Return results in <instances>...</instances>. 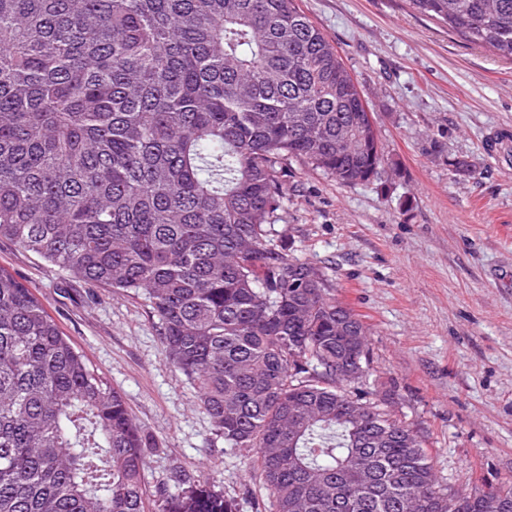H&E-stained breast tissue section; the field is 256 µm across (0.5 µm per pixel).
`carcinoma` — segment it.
<instances>
[{"label":"carcinoma","instance_id":"carcinoma-1","mask_svg":"<svg viewBox=\"0 0 512 512\" xmlns=\"http://www.w3.org/2000/svg\"><path fill=\"white\" fill-rule=\"evenodd\" d=\"M512 60V0H409ZM343 184L384 162L335 46L296 0H0V240L143 292L272 512H512L446 493L411 428L336 364L368 324L272 243L284 161ZM147 440L31 288L0 269V512H146ZM159 512H237L197 482Z\"/></svg>","mask_w":512,"mask_h":512}]
</instances>
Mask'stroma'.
I'll return each mask as SVG.
<instances>
[{
    "instance_id": "35a3bbf8",
    "label": "stroma",
    "mask_w": 512,
    "mask_h": 512,
    "mask_svg": "<svg viewBox=\"0 0 512 512\" xmlns=\"http://www.w3.org/2000/svg\"><path fill=\"white\" fill-rule=\"evenodd\" d=\"M336 47L372 114L377 179L340 183L303 161L288 182L277 245L320 267L370 328L360 395L424 440L441 488L512 482V60L449 32L408 0H297ZM466 158L469 173L455 172ZM0 269L32 288L148 446L149 512L209 481L238 512H271L251 448L230 449L168 360L143 294L94 287L0 240Z\"/></svg>"
}]
</instances>
